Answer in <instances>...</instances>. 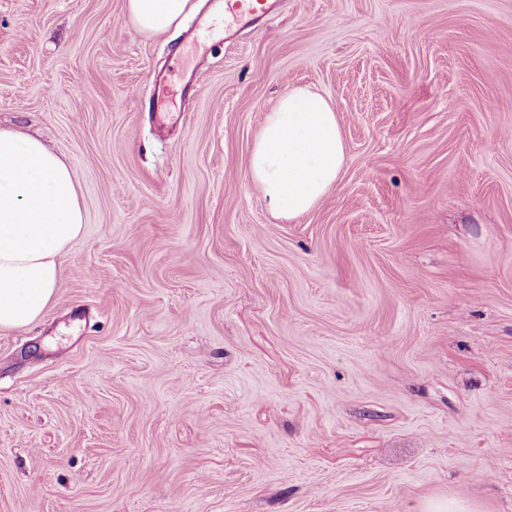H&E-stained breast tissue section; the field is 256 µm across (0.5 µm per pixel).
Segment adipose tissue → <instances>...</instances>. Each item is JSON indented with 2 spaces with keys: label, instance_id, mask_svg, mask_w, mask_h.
I'll list each match as a JSON object with an SVG mask.
<instances>
[{
  "label": "adipose tissue",
  "instance_id": "obj_1",
  "mask_svg": "<svg viewBox=\"0 0 512 512\" xmlns=\"http://www.w3.org/2000/svg\"><path fill=\"white\" fill-rule=\"evenodd\" d=\"M191 0H126L140 33L167 31ZM346 161L336 112L320 93L295 87L270 112L247 158V174L285 219L312 210ZM84 210L67 162L37 137L0 128V329L38 322L55 300Z\"/></svg>",
  "mask_w": 512,
  "mask_h": 512
}]
</instances>
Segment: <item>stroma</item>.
I'll list each match as a JSON object with an SVG mask.
<instances>
[{
    "label": "stroma",
    "instance_id": "35a3bbf8",
    "mask_svg": "<svg viewBox=\"0 0 512 512\" xmlns=\"http://www.w3.org/2000/svg\"><path fill=\"white\" fill-rule=\"evenodd\" d=\"M0 0V125L70 164L56 299L0 330V512H512V0H284L234 40ZM294 87L346 150L276 217ZM345 161L341 128L330 102L307 87H295L266 113L246 167L272 211L290 220L327 196Z\"/></svg>",
    "mask_w": 512,
    "mask_h": 512
}]
</instances>
